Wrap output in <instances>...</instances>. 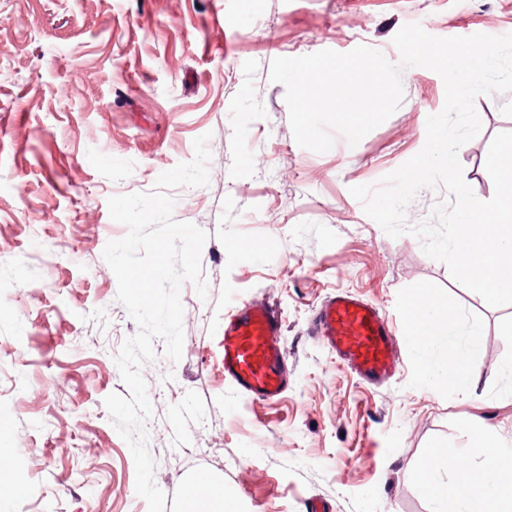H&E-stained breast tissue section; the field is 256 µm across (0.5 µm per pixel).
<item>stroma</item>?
I'll list each match as a JSON object with an SVG mask.
<instances>
[{
	"mask_svg": "<svg viewBox=\"0 0 512 512\" xmlns=\"http://www.w3.org/2000/svg\"><path fill=\"white\" fill-rule=\"evenodd\" d=\"M437 37L512 33V0H0V448L25 492L0 512H148L135 465L104 406L125 393L116 358L137 331L103 250L127 229L107 201L147 193L207 136L209 182L173 189L175 220L208 234L206 297L184 283L179 362L155 340L141 372L155 481L180 512L205 475L239 512H431L411 474L437 442L458 449L483 425L512 447V305L490 307L429 258L390 237L350 187L416 155L445 104L436 72L402 74L400 107L357 145L316 153L294 140L270 63L360 45L391 62L408 23ZM480 133L463 177L494 186L477 151L512 131V92L479 96ZM431 289L476 330L481 374L461 393L424 376L403 314ZM392 316L398 373L374 386L310 338L337 291ZM263 300L282 317L288 389L244 401L224 379V320Z\"/></svg>",
	"mask_w": 512,
	"mask_h": 512,
	"instance_id": "35a3bbf8",
	"label": "stroma"
}]
</instances>
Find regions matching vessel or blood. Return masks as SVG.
Returning <instances> with one entry per match:
<instances>
[{
  "instance_id": "obj_1",
  "label": "vessel or blood",
  "mask_w": 512,
  "mask_h": 512,
  "mask_svg": "<svg viewBox=\"0 0 512 512\" xmlns=\"http://www.w3.org/2000/svg\"><path fill=\"white\" fill-rule=\"evenodd\" d=\"M311 329L367 383H382L397 369L387 315L351 293L330 297L316 312ZM281 334V317L269 305L250 303L225 319L220 364L242 398L273 401L287 389Z\"/></svg>"
}]
</instances>
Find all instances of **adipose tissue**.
Instances as JSON below:
<instances>
[{"mask_svg": "<svg viewBox=\"0 0 512 512\" xmlns=\"http://www.w3.org/2000/svg\"><path fill=\"white\" fill-rule=\"evenodd\" d=\"M414 315L410 324L424 373L436 376L458 391H467L479 374L470 349L449 345L448 357L440 361L430 353L438 336L453 333V314L432 296L430 289H418L409 301ZM463 457L480 458V466L462 465L450 479L438 472L448 460L446 444L431 446L424 465L414 477L434 505L433 512H512V449L491 429L472 428ZM181 512H238L234 501L215 490L205 475L182 488Z\"/></svg>", "mask_w": 512, "mask_h": 512, "instance_id": "ef3b65f1", "label": "adipose tissue"}]
</instances>
